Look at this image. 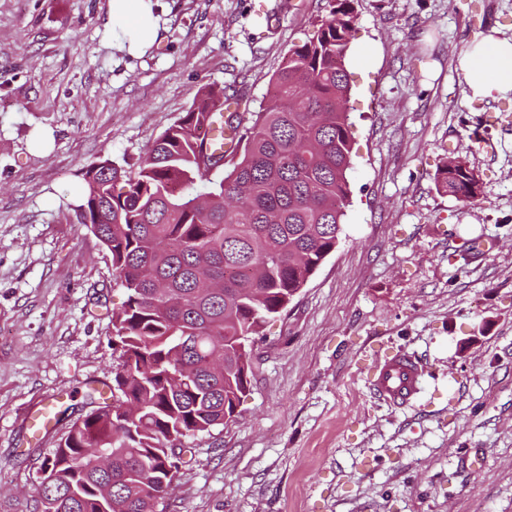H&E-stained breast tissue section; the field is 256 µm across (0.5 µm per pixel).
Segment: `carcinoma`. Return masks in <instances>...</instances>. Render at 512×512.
I'll return each mask as SVG.
<instances>
[{"label":"carcinoma","mask_w":512,"mask_h":512,"mask_svg":"<svg viewBox=\"0 0 512 512\" xmlns=\"http://www.w3.org/2000/svg\"><path fill=\"white\" fill-rule=\"evenodd\" d=\"M329 6L249 118L224 115V89L208 85L135 174L109 160L81 171L80 223L108 249L127 298L112 316L113 402L75 420L41 467V512H157L182 464L172 437L233 420L250 385L240 340L255 339L335 251L350 196L356 14L353 0ZM226 126L239 132L229 154L210 143ZM436 182L463 203L481 194L456 160Z\"/></svg>","instance_id":"1"}]
</instances>
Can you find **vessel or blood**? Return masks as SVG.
Listing matches in <instances>:
<instances>
[{
  "label": "vessel or blood",
  "instance_id": "obj_1",
  "mask_svg": "<svg viewBox=\"0 0 512 512\" xmlns=\"http://www.w3.org/2000/svg\"><path fill=\"white\" fill-rule=\"evenodd\" d=\"M424 369L410 354L395 352L373 361L367 368V383L374 394L392 405L415 399L422 390Z\"/></svg>",
  "mask_w": 512,
  "mask_h": 512
}]
</instances>
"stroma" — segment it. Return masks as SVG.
<instances>
[{"mask_svg": "<svg viewBox=\"0 0 512 512\" xmlns=\"http://www.w3.org/2000/svg\"><path fill=\"white\" fill-rule=\"evenodd\" d=\"M108 2L0 0V512H35L39 469L119 362L125 291L76 217L81 170L137 171L208 84L258 111L329 10L157 0L160 37L132 56ZM354 6L341 240L257 336L234 420L186 441L163 512H512V96L470 98L457 69L475 35L512 38V0ZM451 158L477 202L438 190ZM398 350L426 368L404 407L360 370ZM48 396L56 419L34 430Z\"/></svg>", "mask_w": 512, "mask_h": 512, "instance_id": "1", "label": "stroma"}]
</instances>
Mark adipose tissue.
Returning a JSON list of instances; mask_svg holds the SVG:
<instances>
[{
    "instance_id": "adipose-tissue-1",
    "label": "adipose tissue",
    "mask_w": 512,
    "mask_h": 512,
    "mask_svg": "<svg viewBox=\"0 0 512 512\" xmlns=\"http://www.w3.org/2000/svg\"><path fill=\"white\" fill-rule=\"evenodd\" d=\"M113 29L121 32L129 53L150 48L160 35L153 0H109ZM473 97L504 98L512 94V38L497 32L477 35L459 60Z\"/></svg>"
}]
</instances>
